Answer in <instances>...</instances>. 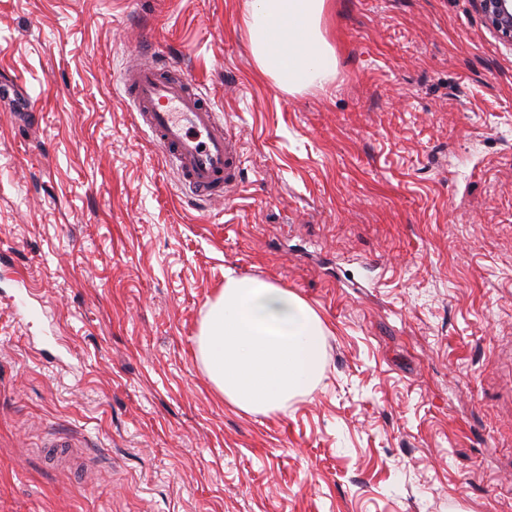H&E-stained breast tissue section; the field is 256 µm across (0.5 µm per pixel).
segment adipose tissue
<instances>
[{
    "mask_svg": "<svg viewBox=\"0 0 512 512\" xmlns=\"http://www.w3.org/2000/svg\"><path fill=\"white\" fill-rule=\"evenodd\" d=\"M326 7L327 0H243L257 67L283 91L321 86L335 74L336 52L321 29ZM325 336L323 320L297 294L229 275L201 322L198 361L226 403L267 416L314 391Z\"/></svg>",
    "mask_w": 512,
    "mask_h": 512,
    "instance_id": "adipose-tissue-1",
    "label": "adipose tissue"
}]
</instances>
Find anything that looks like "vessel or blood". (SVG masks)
Returning a JSON list of instances; mask_svg holds the SVG:
<instances>
[{
    "label": "vessel or blood",
    "instance_id": "1",
    "mask_svg": "<svg viewBox=\"0 0 512 512\" xmlns=\"http://www.w3.org/2000/svg\"><path fill=\"white\" fill-rule=\"evenodd\" d=\"M123 93L137 126L151 133L182 188L218 200L237 186L241 156L235 140L196 83L169 77L167 66L144 58L125 76Z\"/></svg>",
    "mask_w": 512,
    "mask_h": 512
}]
</instances>
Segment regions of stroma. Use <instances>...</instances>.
<instances>
[{
  "label": "stroma",
  "instance_id": "stroma-1",
  "mask_svg": "<svg viewBox=\"0 0 512 512\" xmlns=\"http://www.w3.org/2000/svg\"><path fill=\"white\" fill-rule=\"evenodd\" d=\"M241 12L0 0V512H512V46L473 0H328L336 74L287 93ZM145 54L229 122V199L136 127ZM229 274L327 326L287 411L195 358Z\"/></svg>",
  "mask_w": 512,
  "mask_h": 512
}]
</instances>
